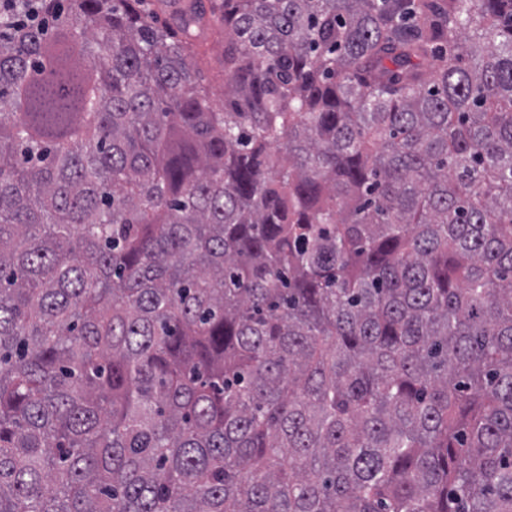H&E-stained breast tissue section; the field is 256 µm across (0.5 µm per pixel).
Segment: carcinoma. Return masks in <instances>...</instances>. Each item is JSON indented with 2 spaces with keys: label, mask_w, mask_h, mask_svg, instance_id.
Listing matches in <instances>:
<instances>
[{
  "label": "carcinoma",
  "mask_w": 512,
  "mask_h": 512,
  "mask_svg": "<svg viewBox=\"0 0 512 512\" xmlns=\"http://www.w3.org/2000/svg\"><path fill=\"white\" fill-rule=\"evenodd\" d=\"M144 2L0 12V512H512V0ZM206 49L204 60L205 85L211 100L218 106L224 105V72L221 71L216 53L224 47V22L212 21L202 34Z\"/></svg>",
  "instance_id": "1"
}]
</instances>
